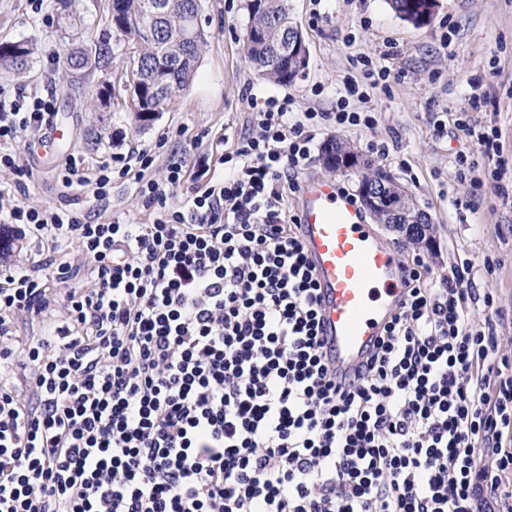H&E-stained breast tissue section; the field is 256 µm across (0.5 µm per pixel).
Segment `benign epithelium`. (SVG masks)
Here are the masks:
<instances>
[{"label":"benign epithelium","mask_w":512,"mask_h":512,"mask_svg":"<svg viewBox=\"0 0 512 512\" xmlns=\"http://www.w3.org/2000/svg\"><path fill=\"white\" fill-rule=\"evenodd\" d=\"M175 10L179 12L184 27L188 28V39L197 41L191 27L194 26L200 10L199 0H162L152 7L149 18L142 22L146 35L152 36L151 27L159 17L169 15ZM252 36L256 46L261 49L275 46L281 59H291L302 65L307 61L305 35L296 25L292 26L291 36L286 41L279 40L275 29L262 22L252 24ZM124 75L125 86L135 96L137 107L144 112L155 113L161 110V104L147 94V89L155 83L153 77L145 73L137 63L130 64ZM360 195L362 204L376 215L380 223L405 234L411 244L418 246L428 241L426 234L430 231L429 221L421 213L409 216L414 202L412 194L390 175L379 172L360 183Z\"/></svg>","instance_id":"1"}]
</instances>
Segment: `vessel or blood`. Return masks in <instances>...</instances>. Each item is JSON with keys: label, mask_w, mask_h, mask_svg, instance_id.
I'll return each mask as SVG.
<instances>
[{"label": "vessel or blood", "mask_w": 512, "mask_h": 512, "mask_svg": "<svg viewBox=\"0 0 512 512\" xmlns=\"http://www.w3.org/2000/svg\"><path fill=\"white\" fill-rule=\"evenodd\" d=\"M299 237L320 294L319 336L337 384L362 369L403 298L400 253L369 224L364 209L336 182H304L297 204Z\"/></svg>", "instance_id": "1"}]
</instances>
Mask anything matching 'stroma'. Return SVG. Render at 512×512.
<instances>
[{
    "instance_id": "35a3bbf8",
    "label": "stroma",
    "mask_w": 512,
    "mask_h": 512,
    "mask_svg": "<svg viewBox=\"0 0 512 512\" xmlns=\"http://www.w3.org/2000/svg\"><path fill=\"white\" fill-rule=\"evenodd\" d=\"M109 0H44L34 12L30 0H0V43L33 46L28 67L0 65V86L25 87L52 95L55 119L69 132L56 152L39 156L26 141L14 143L34 179L0 204L41 207L58 204L64 188L57 174L70 156L94 162L130 148L154 146L172 132L173 148H191L199 132L219 136L240 132L253 97L287 95L297 108L336 109V82L355 73L354 61L367 56L395 71V78L369 92L377 114L374 130L327 127L324 137L349 142L363 157L390 171L412 192L431 222L432 243L420 248L384 225L376 231L401 257L424 256L432 274L463 260L473 265L477 318L488 320L502 349L512 350V196L476 197L458 181L450 163L473 145L450 114L480 83L483 125L501 133L502 153L484 158L486 170L504 167L512 193V0H440L432 21L415 25L396 15L387 0H288L290 17L306 36L308 66L288 84L260 78L243 53L250 17L248 0H201L199 24L204 44L191 85L148 125H138L135 102L123 84L128 53L113 29ZM323 20L313 24L314 13ZM102 50L100 64L74 83L66 54L74 48ZM393 56H386V49ZM68 286L55 283V296L41 317L20 319L7 346L21 350L58 321ZM492 295L485 307L484 295Z\"/></svg>"
}]
</instances>
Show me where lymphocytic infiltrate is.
Returning a JSON list of instances; mask_svg holds the SVG:
<instances>
[{
    "mask_svg": "<svg viewBox=\"0 0 512 512\" xmlns=\"http://www.w3.org/2000/svg\"><path fill=\"white\" fill-rule=\"evenodd\" d=\"M342 84L332 112L253 100L235 138L170 152L160 181L147 148L67 161L63 185L103 212L113 181L135 177L150 223L9 209L46 249L0 272L1 336L42 314L51 281L73 279L59 252L75 244L92 263L63 325L0 349V512H512V352L477 321L467 266L431 287L414 256L366 369L342 388L323 361L287 202L327 126L377 123L349 107L368 92ZM481 104L452 114L476 146L454 158L461 181L499 149ZM53 115L52 97L0 87V170L14 177L0 199L33 175L14 142L42 143ZM20 368L28 402L11 386Z\"/></svg>",
    "mask_w": 512,
    "mask_h": 512,
    "instance_id": "1",
    "label": "lymphocytic infiltrate"
}]
</instances>
